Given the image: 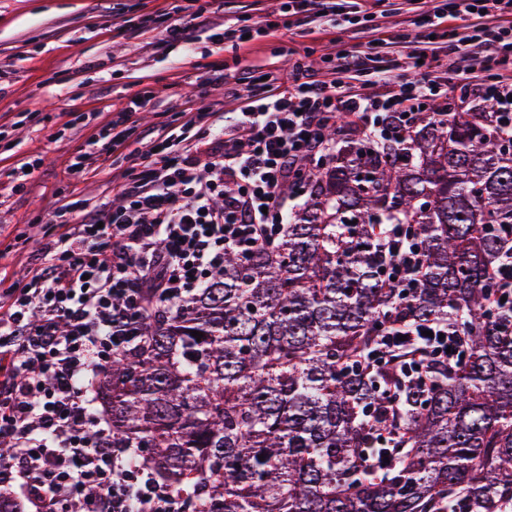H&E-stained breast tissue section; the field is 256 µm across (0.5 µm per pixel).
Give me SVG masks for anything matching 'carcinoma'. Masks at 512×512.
<instances>
[{
	"label": "carcinoma",
	"mask_w": 512,
	"mask_h": 512,
	"mask_svg": "<svg viewBox=\"0 0 512 512\" xmlns=\"http://www.w3.org/2000/svg\"><path fill=\"white\" fill-rule=\"evenodd\" d=\"M328 135L278 239L225 250L112 357L96 384L112 447L183 512H512V298L493 276L512 134L435 104L401 133ZM397 236L419 253L413 288L389 274ZM430 320L458 328L465 360L434 364L424 393L369 357Z\"/></svg>",
	"instance_id": "cac0c4a2"
}]
</instances>
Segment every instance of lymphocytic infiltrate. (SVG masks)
<instances>
[{
  "mask_svg": "<svg viewBox=\"0 0 512 512\" xmlns=\"http://www.w3.org/2000/svg\"><path fill=\"white\" fill-rule=\"evenodd\" d=\"M374 22L364 0H274L234 35ZM415 23L416 39L386 40L403 67L418 69L415 79L394 76L374 44L328 47L318 68L290 58L273 92L262 71H243L229 86L223 65H210L208 82L239 108L181 112L147 142L117 204L101 213L76 202L62 208L27 283L0 291V487L23 491L35 512H181L178 497L128 467L127 449L109 446L110 424L94 406L98 378L144 313L195 295L223 269L225 250L249 252L276 237L300 199L301 162L336 147L328 133L337 114L372 134L399 132L471 76L477 99L512 132V0H437ZM364 70L384 93L353 83ZM204 138L212 145L205 164ZM456 334L435 321L399 325L379 352L414 361L424 386L431 362L461 360Z\"/></svg>",
  "mask_w": 512,
  "mask_h": 512,
  "instance_id": "obj_1",
  "label": "lymphocytic infiltrate"
}]
</instances>
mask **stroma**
<instances>
[{"instance_id":"1","label":"stroma","mask_w":512,"mask_h":512,"mask_svg":"<svg viewBox=\"0 0 512 512\" xmlns=\"http://www.w3.org/2000/svg\"><path fill=\"white\" fill-rule=\"evenodd\" d=\"M179 7L178 0H0V289L27 281L63 205H112L116 187L140 168L141 133L187 109H237L222 86L206 84V65L223 63L230 79L251 65L282 74L283 48L315 61L325 47L314 36L280 34L218 45L203 32L192 51L172 50L159 29ZM376 11L383 34L417 36L411 0H377ZM140 90L153 99L131 117L126 139L85 172H71V157L87 151L111 109ZM35 158L42 165L28 192L13 194L9 172Z\"/></svg>"}]
</instances>
